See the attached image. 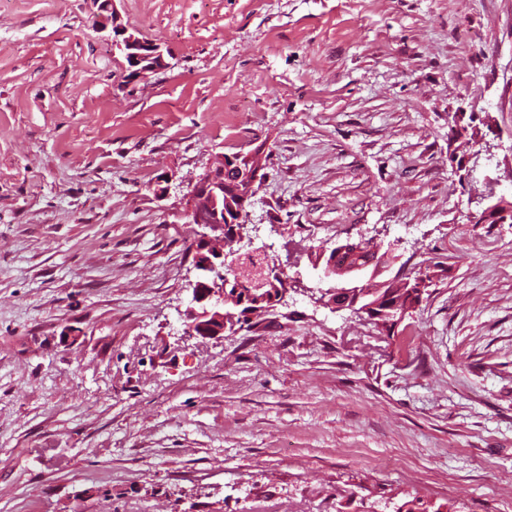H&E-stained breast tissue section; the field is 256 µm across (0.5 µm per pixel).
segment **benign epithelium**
I'll return each instance as SVG.
<instances>
[{
    "label": "benign epithelium",
    "instance_id": "1",
    "mask_svg": "<svg viewBox=\"0 0 512 512\" xmlns=\"http://www.w3.org/2000/svg\"><path fill=\"white\" fill-rule=\"evenodd\" d=\"M114 0H92L97 11L94 13L98 29L108 33L112 46L123 52L128 79L145 78L150 74L168 68L164 51L160 44L140 36L139 32L121 22L113 7ZM263 154L252 151L245 156L244 163L237 162L231 156H219L206 168L193 186L190 207L187 213L189 223L200 226L193 243V268L197 271L195 282L191 283L192 297L190 305L182 313L186 333L202 339H222L224 332L234 329L228 323L224 312L227 302L224 284V250L217 243L224 241V234L240 243L253 239L246 238V225L241 219L251 206L254 186L260 180ZM235 198L238 206L233 208L232 216H224V194ZM512 213V204L501 197L485 207L480 213L471 216L473 224H487L491 221L502 224ZM350 251L351 260L338 263L331 259L325 275L335 281L336 288L329 290L328 298L321 303L333 310L352 309L357 301L353 297L359 294L360 275L372 270V274L384 271L393 263L390 250L380 252V245L371 239L350 242L346 247L336 248L335 255ZM263 285L249 283L247 288L238 284L235 287L234 304L237 308L252 307L263 301L278 305L283 302L288 286L276 287L260 295Z\"/></svg>",
    "mask_w": 512,
    "mask_h": 512
}]
</instances>
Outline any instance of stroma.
<instances>
[{
  "mask_svg": "<svg viewBox=\"0 0 512 512\" xmlns=\"http://www.w3.org/2000/svg\"><path fill=\"white\" fill-rule=\"evenodd\" d=\"M0 0V512H512V0ZM264 146L282 304L203 340L191 190ZM441 268L393 335L346 240ZM96 6L95 21L100 32H108L112 46L123 52L128 65V79L145 78L168 67L160 44L140 36L123 24L113 7L114 0H91ZM505 197L499 198L495 203L485 207L479 214H473L470 218L471 223L474 224H489L490 221H495L494 224H503L506 216L512 213V204ZM373 239L361 238L358 242H348L346 247L336 246V252L334 253L333 259H331L327 265L325 275L331 278V281H335V285L330 289L328 300L323 298L320 302L335 310V309H353L357 304V298L352 301L353 297L359 296L358 280L360 275L372 268L373 277L375 274L384 271L385 268L389 267L393 263V253L391 250H387L380 253V245L375 244ZM346 250H350L352 262L345 261L341 263L336 262L338 255ZM367 254L365 264H361L362 259H357L359 256ZM357 259V260H356ZM355 260V261H354ZM337 294V295H336Z\"/></svg>",
  "mask_w": 512,
  "mask_h": 512,
  "instance_id": "obj_1",
  "label": "stroma"
}]
</instances>
